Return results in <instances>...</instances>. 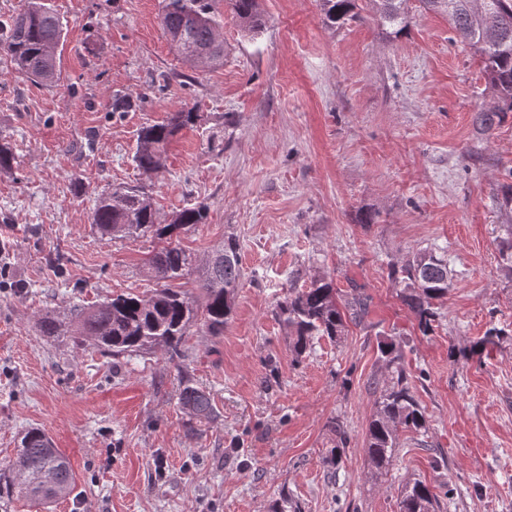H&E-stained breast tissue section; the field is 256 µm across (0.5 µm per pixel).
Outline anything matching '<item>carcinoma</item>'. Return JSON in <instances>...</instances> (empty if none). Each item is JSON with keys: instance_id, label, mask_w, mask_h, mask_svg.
<instances>
[{"instance_id": "1", "label": "carcinoma", "mask_w": 512, "mask_h": 512, "mask_svg": "<svg viewBox=\"0 0 512 512\" xmlns=\"http://www.w3.org/2000/svg\"><path fill=\"white\" fill-rule=\"evenodd\" d=\"M405 2L367 0L378 25L395 38L410 23ZM222 3L230 7L245 32L255 34L262 28L259 0H162L161 30L193 68L198 53L212 47L213 39L221 35ZM420 4L426 12L448 16L461 42L481 58L494 106L477 112L474 121L481 130H492L512 113V0H420ZM319 6L322 24L334 27L354 17L356 0H319ZM62 39V23L47 0H25L18 12L0 23V53L10 59L17 73L37 86L50 87L58 81L57 59L48 55L47 49ZM199 121V113L190 108L171 113L163 123L143 127L133 156L136 167L145 173L158 171L171 140ZM207 216V207L198 205L162 218L141 186L97 194L92 224L101 237L111 240L150 233L166 241L148 261L157 288L148 296L128 293L87 307L74 306L64 317L47 311L38 318L40 332L63 336L76 348L93 347L115 358L158 349L181 358L186 338L197 325L211 336L224 335L243 277L237 239L228 236L210 249L198 270L200 298L175 286L193 271L192 255L180 246L179 239L189 228L206 223ZM392 274L402 278V301L417 317L423 335H428L437 316L434 301L445 298L450 288L448 260L421 250ZM276 312L293 330L292 351L299 357L315 336L337 339L344 335L347 322L361 320L367 305L359 297L341 299L333 280L322 276L306 288L288 289ZM381 353L395 366L396 382L381 393L367 431L368 460L380 471L390 465L399 448L398 428L418 433L426 423L392 348L384 347ZM179 403L199 423L217 419L210 394L189 379L182 383ZM73 483L68 458L43 431L32 429L21 438L16 458L0 470V503L22 497L44 506L52 497L69 494ZM401 512H438V496L426 483L415 481L403 492Z\"/></svg>"}]
</instances>
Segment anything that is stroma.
Returning a JSON list of instances; mask_svg holds the SVG:
<instances>
[{
  "label": "stroma",
  "mask_w": 512,
  "mask_h": 512,
  "mask_svg": "<svg viewBox=\"0 0 512 512\" xmlns=\"http://www.w3.org/2000/svg\"><path fill=\"white\" fill-rule=\"evenodd\" d=\"M60 79L40 88L0 55V463L44 431L75 474L48 512H400L421 480L440 512H512V273L500 253L512 203V115L484 133L494 99L479 56L446 17L409 0L387 36L368 9L328 27L318 0H261L264 26L225 15L224 64L184 63L159 26L161 0H50ZM194 108L152 175L132 160L142 126ZM144 186L161 216L199 203L180 239L196 259L239 241L243 282L223 335L193 329L185 359L108 358L41 335L68 311L156 286L150 236L108 240L91 223L100 191ZM375 223H361L364 212ZM429 249L452 271L429 335L391 264ZM332 277L369 314L303 356L274 314L278 296ZM494 348L474 352L490 327ZM392 343L424 409L399 429L386 471L366 432L392 369ZM218 418L191 421L183 377ZM341 420L346 439L331 426ZM338 464H331V456Z\"/></svg>",
  "instance_id": "stroma-1"
}]
</instances>
